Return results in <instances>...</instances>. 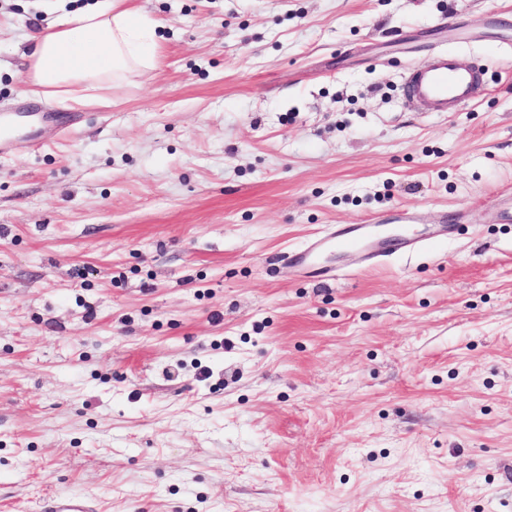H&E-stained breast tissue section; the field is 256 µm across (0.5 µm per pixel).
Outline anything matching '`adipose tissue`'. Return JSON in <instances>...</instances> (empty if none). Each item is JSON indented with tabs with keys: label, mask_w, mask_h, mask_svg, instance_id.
Instances as JSON below:
<instances>
[{
	"label": "adipose tissue",
	"mask_w": 512,
	"mask_h": 512,
	"mask_svg": "<svg viewBox=\"0 0 512 512\" xmlns=\"http://www.w3.org/2000/svg\"><path fill=\"white\" fill-rule=\"evenodd\" d=\"M159 23L127 0H97L63 16L35 39L30 55L33 93L59 95L91 89L155 67Z\"/></svg>",
	"instance_id": "ef3b65f1"
}]
</instances>
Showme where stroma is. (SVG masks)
<instances>
[{"label":"stroma","mask_w":512,"mask_h":512,"mask_svg":"<svg viewBox=\"0 0 512 512\" xmlns=\"http://www.w3.org/2000/svg\"><path fill=\"white\" fill-rule=\"evenodd\" d=\"M93 3L0 0V113L35 115L0 153V512H512V0H132L156 68L32 96L31 35ZM436 49L483 73L465 111L401 99ZM403 209L415 255L288 261ZM373 224H351L343 229L330 228L317 238L313 239L304 249L293 252L288 261L311 274L314 277L330 280L337 276V270L328 266H321L318 259L326 252L333 250L339 252L365 251L374 242L370 231ZM48 512H94V499L83 494H60L46 506Z\"/></svg>","instance_id":"stroma-1"}]
</instances>
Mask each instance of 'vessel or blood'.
Wrapping results in <instances>:
<instances>
[{
	"mask_svg": "<svg viewBox=\"0 0 512 512\" xmlns=\"http://www.w3.org/2000/svg\"><path fill=\"white\" fill-rule=\"evenodd\" d=\"M481 89L479 72L460 65L445 52H437L429 59L412 67L403 79L406 103L419 104L430 112H460L478 97ZM371 227L352 224L343 229L331 228L313 239L304 249L289 255V262L314 277L335 278L334 268L320 265L324 253L362 251L370 263L378 262V253L372 252ZM48 512H94L93 497L83 494H60L47 504Z\"/></svg>",
	"mask_w": 512,
	"mask_h": 512,
	"instance_id": "obj_1",
	"label": "vessel or blood"
}]
</instances>
